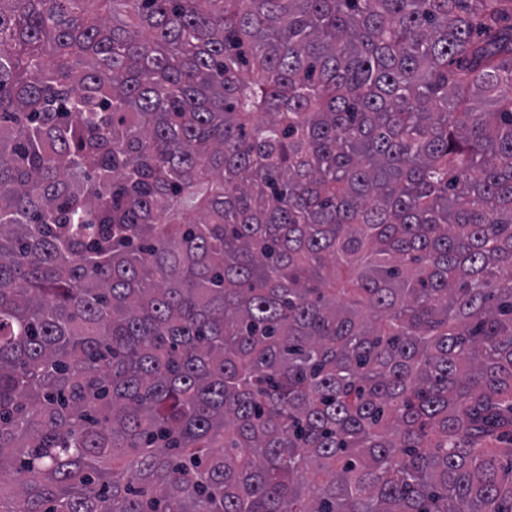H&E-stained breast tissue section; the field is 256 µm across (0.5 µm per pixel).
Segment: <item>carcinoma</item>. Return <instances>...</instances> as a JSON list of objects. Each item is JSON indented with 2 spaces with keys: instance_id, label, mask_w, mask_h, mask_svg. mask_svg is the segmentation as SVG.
I'll return each mask as SVG.
<instances>
[{
  "instance_id": "carcinoma-1",
  "label": "carcinoma",
  "mask_w": 512,
  "mask_h": 512,
  "mask_svg": "<svg viewBox=\"0 0 512 512\" xmlns=\"http://www.w3.org/2000/svg\"><path fill=\"white\" fill-rule=\"evenodd\" d=\"M0 512H512V0H0Z\"/></svg>"
}]
</instances>
